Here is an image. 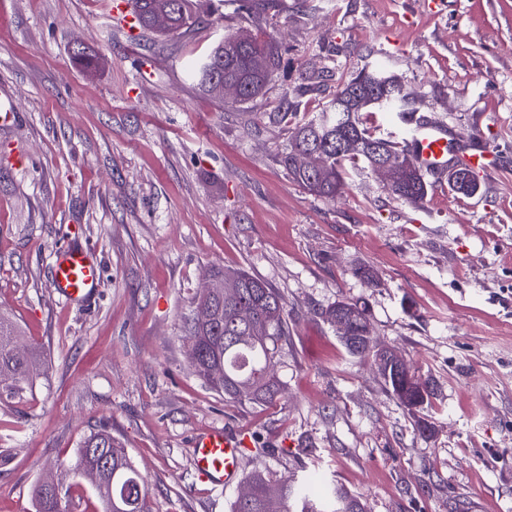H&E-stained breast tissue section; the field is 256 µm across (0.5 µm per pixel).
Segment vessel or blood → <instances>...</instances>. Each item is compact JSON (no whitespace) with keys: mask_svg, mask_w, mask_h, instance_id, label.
<instances>
[{"mask_svg":"<svg viewBox=\"0 0 512 512\" xmlns=\"http://www.w3.org/2000/svg\"><path fill=\"white\" fill-rule=\"evenodd\" d=\"M399 120L408 131L403 142L408 155L437 184L447 183L449 173L460 161L474 172L490 171V147H467L434 115L411 111L400 115ZM101 281V267L91 251L72 245L56 255L52 286L66 303L88 301ZM193 465L199 476L215 487L241 480L242 448L237 434L217 426L204 429L194 443Z\"/></svg>","mask_w":512,"mask_h":512,"instance_id":"obj_1","label":"vessel or blood"}]
</instances>
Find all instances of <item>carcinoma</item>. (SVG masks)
<instances>
[{
	"instance_id": "carcinoma-1",
	"label": "carcinoma",
	"mask_w": 512,
	"mask_h": 512,
	"mask_svg": "<svg viewBox=\"0 0 512 512\" xmlns=\"http://www.w3.org/2000/svg\"><path fill=\"white\" fill-rule=\"evenodd\" d=\"M131 8L139 26L147 30L154 28L153 17L158 13L171 17V27L164 29L168 34L187 33L200 23L195 0H131ZM275 61L271 43L251 37L246 45L238 46L227 37L212 46L203 60L190 63L189 70L202 90L213 96L215 81L237 84V101L244 102L262 91ZM373 106L383 112H405L411 106L400 77L378 65L366 66L343 82L325 109L298 128L281 162L296 181L328 199L336 198L343 186L347 161L361 159L370 168L384 157L405 163L400 142L382 136L362 120V113ZM311 150L321 159L317 169L302 161ZM454 175L458 192H476L478 183L472 170L463 166ZM429 187L416 168L397 174L388 184L395 198L410 203L422 201ZM214 277L231 287L192 302L185 325L187 336L197 342L186 347L187 356L196 361L197 375L225 399L241 405L272 403L280 392L275 376L278 341L288 333L285 302L275 289L246 272H217ZM322 318L350 354L374 358L385 385L401 406L418 411L431 403L435 391L429 381L412 373L404 363L398 367L381 364L388 350L373 345L364 302L340 301L322 312ZM19 336L18 324L0 313L1 402L23 395L32 383L33 370L42 364L37 348L15 349ZM103 461L111 464L115 473L112 481L97 489L104 512H152L145 479L125 448L106 430L82 441L74 460L61 473L60 492L34 485V512H67L76 486L73 478ZM246 484L252 489L251 497H237L230 512H365L360 496L316 470L281 481L258 468L246 477Z\"/></svg>"
}]
</instances>
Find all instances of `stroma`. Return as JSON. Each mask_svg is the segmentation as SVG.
Instances as JSON below:
<instances>
[{
    "instance_id": "35a3bbf8",
    "label": "stroma",
    "mask_w": 512,
    "mask_h": 512,
    "mask_svg": "<svg viewBox=\"0 0 512 512\" xmlns=\"http://www.w3.org/2000/svg\"><path fill=\"white\" fill-rule=\"evenodd\" d=\"M103 8L0 0V101L16 108L0 122V312L45 354L31 391L0 403V512H32V486L103 427L153 512H230L241 485L212 487L192 465L211 426L244 438V472L316 467L367 512H512V0H197L200 25L163 36ZM242 32L273 43L278 66L247 102L205 94L189 63ZM376 62L460 139L491 133L480 200L433 186L414 206L360 161L333 201L292 179L281 155L298 127ZM68 244L101 263L91 301L53 291ZM239 268L288 312L282 392L265 406L209 389L183 348L192 300ZM346 300L365 301L377 346L435 382L418 414L323 323Z\"/></svg>"
}]
</instances>
